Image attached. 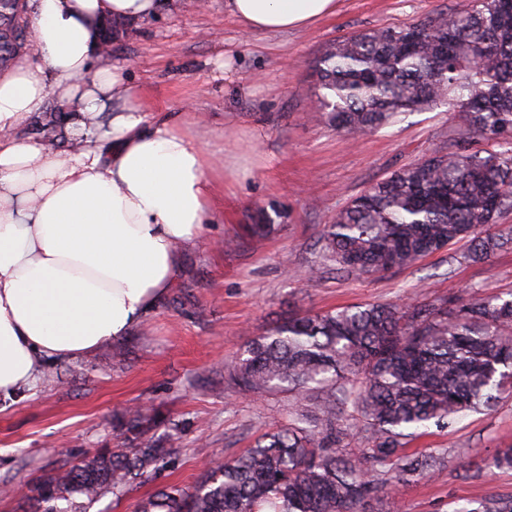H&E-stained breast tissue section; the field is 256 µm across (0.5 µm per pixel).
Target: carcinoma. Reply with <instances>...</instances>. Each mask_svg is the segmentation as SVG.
Returning <instances> with one entry per match:
<instances>
[{"label":"carcinoma","mask_w":512,"mask_h":512,"mask_svg":"<svg viewBox=\"0 0 512 512\" xmlns=\"http://www.w3.org/2000/svg\"><path fill=\"white\" fill-rule=\"evenodd\" d=\"M126 26L102 19L101 44L112 48ZM27 28V13L0 3V73L25 53ZM316 76L321 111L348 136L440 102L464 133L336 213L322 231L323 263L308 278L390 272L462 239L474 262L512 245V230H494L512 208V0H464L414 25L356 33L323 53ZM68 117L47 112L30 134L70 149L87 130H67ZM224 372L243 397L288 393V425L211 463L198 485L162 487L138 512H395L401 487L448 463V449L410 454L405 439L512 392V292L296 313L248 340ZM147 411L133 408L124 422L136 448L57 471L36 486L31 512H86L102 495L119 499L135 480L166 471L181 424L157 419L164 432L145 438ZM352 433L361 446L349 449ZM495 470L512 471V448L484 458L476 474ZM455 512H512V496Z\"/></svg>","instance_id":"obj_1"}]
</instances>
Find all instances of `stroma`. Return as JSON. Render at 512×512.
Here are the masks:
<instances>
[{
  "label": "stroma",
  "instance_id": "obj_1",
  "mask_svg": "<svg viewBox=\"0 0 512 512\" xmlns=\"http://www.w3.org/2000/svg\"><path fill=\"white\" fill-rule=\"evenodd\" d=\"M460 0H336L334 13L288 32H246L225 0H160L151 17L130 22L111 56L136 91L146 122L188 123L211 154L217 205L205 238L186 249L168 297L111 349L57 361L65 385H35L0 398V512H30L35 487L59 469L102 450H130L119 429L129 407L185 422L173 466L105 495L89 512H137L161 485L192 486L206 460L240 455L288 421V396L246 400L224 381V364L250 338L294 313L414 299L431 304L463 291H512V248L487 263L469 260L461 240L384 274L316 280L300 274L320 262V235L371 184L425 158L462 133L446 104L404 112L357 142L313 118L321 55L352 34L406 26ZM267 214L275 231L249 239L244 225ZM444 448L435 480L403 487L401 512H456L466 500L512 495V471L475 477L483 458L512 447V396L486 414L470 413L412 440Z\"/></svg>",
  "mask_w": 512,
  "mask_h": 512
}]
</instances>
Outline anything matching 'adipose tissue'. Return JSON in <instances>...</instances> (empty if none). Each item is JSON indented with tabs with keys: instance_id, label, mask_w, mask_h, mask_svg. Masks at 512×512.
Listing matches in <instances>:
<instances>
[{
	"instance_id": "1",
	"label": "adipose tissue",
	"mask_w": 512,
	"mask_h": 512,
	"mask_svg": "<svg viewBox=\"0 0 512 512\" xmlns=\"http://www.w3.org/2000/svg\"><path fill=\"white\" fill-rule=\"evenodd\" d=\"M155 0H32L38 61L0 77V396L46 359L92 355L138 328L212 220L210 157L180 124L144 125L101 55L98 20L149 17ZM247 30L288 32L336 0H227ZM56 96L95 142L62 155L27 133ZM121 107L107 126V102Z\"/></svg>"
}]
</instances>
